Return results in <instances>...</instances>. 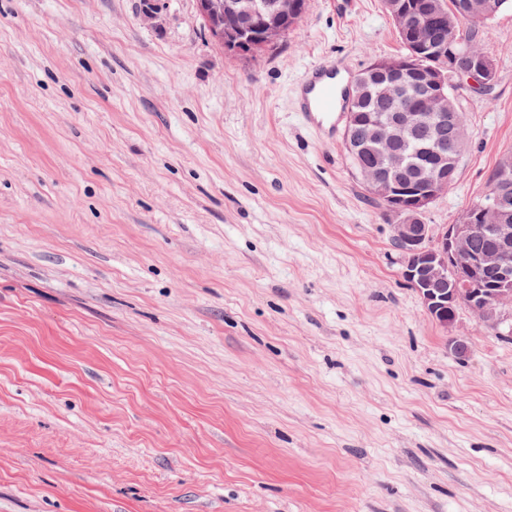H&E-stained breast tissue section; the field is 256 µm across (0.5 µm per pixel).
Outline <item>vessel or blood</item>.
Here are the masks:
<instances>
[{
    "label": "vessel or blood",
    "mask_w": 512,
    "mask_h": 512,
    "mask_svg": "<svg viewBox=\"0 0 512 512\" xmlns=\"http://www.w3.org/2000/svg\"><path fill=\"white\" fill-rule=\"evenodd\" d=\"M298 109L316 131L335 134L336 125L344 117L345 99L336 83V69L324 62L313 66L301 79L298 89Z\"/></svg>",
    "instance_id": "obj_1"
}]
</instances>
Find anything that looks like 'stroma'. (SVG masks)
Masks as SVG:
<instances>
[{"label":"stroma","mask_w":512,"mask_h":512,"mask_svg":"<svg viewBox=\"0 0 512 512\" xmlns=\"http://www.w3.org/2000/svg\"><path fill=\"white\" fill-rule=\"evenodd\" d=\"M148 2L0 0V512H512V335L428 316L295 109L309 67L402 52L383 0L246 61ZM486 26L435 227L512 156V9Z\"/></svg>","instance_id":"obj_1"}]
</instances>
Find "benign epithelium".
<instances>
[{
    "label": "benign epithelium",
    "mask_w": 512,
    "mask_h": 512,
    "mask_svg": "<svg viewBox=\"0 0 512 512\" xmlns=\"http://www.w3.org/2000/svg\"><path fill=\"white\" fill-rule=\"evenodd\" d=\"M212 42L225 55L248 60L275 46L306 13L304 0H196ZM502 6L500 0H457L443 12L439 0L424 10L409 0H385V9L398 32L415 47L411 57L379 60L360 82L388 111L373 113L368 138L384 145L381 167L358 166V175L376 198L393 203L400 217L392 225L393 241L403 257V277L415 289L426 313L448 329L457 322L454 308L464 306L483 324L503 323L502 310L512 308V157L501 160L498 179L489 187L485 203L465 212L445 228L424 223L427 206L448 191L467 148L464 118L452 94L454 80L466 78L482 89L494 78L492 60L479 55L457 38L462 23L479 22ZM448 15V37L427 38L431 17ZM441 59L439 69L423 63ZM421 106L406 111L410 94ZM413 142L426 158L421 178L412 186L403 182L409 168L401 146ZM487 234L494 245L475 250L470 241Z\"/></svg>",
    "instance_id": "obj_1"
}]
</instances>
